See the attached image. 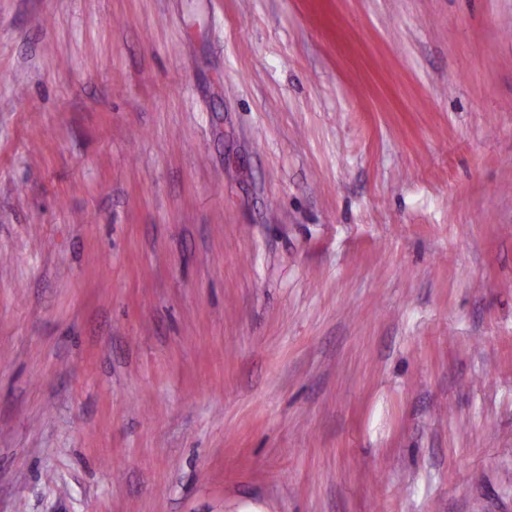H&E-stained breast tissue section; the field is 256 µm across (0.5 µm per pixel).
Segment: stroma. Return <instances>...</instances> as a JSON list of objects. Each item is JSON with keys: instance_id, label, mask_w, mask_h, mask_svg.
I'll return each instance as SVG.
<instances>
[{"instance_id": "35a3bbf8", "label": "stroma", "mask_w": 512, "mask_h": 512, "mask_svg": "<svg viewBox=\"0 0 512 512\" xmlns=\"http://www.w3.org/2000/svg\"><path fill=\"white\" fill-rule=\"evenodd\" d=\"M512 512V0H0V512Z\"/></svg>"}]
</instances>
